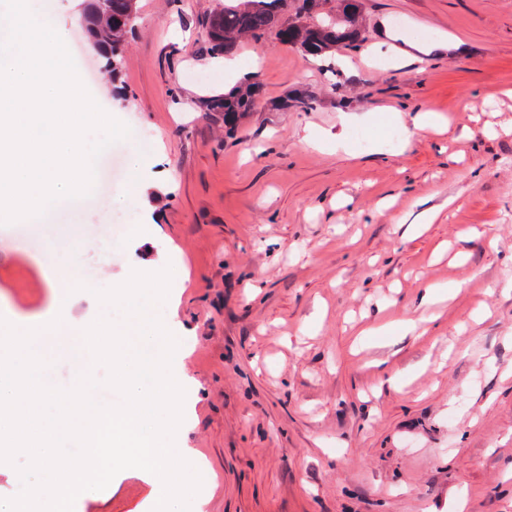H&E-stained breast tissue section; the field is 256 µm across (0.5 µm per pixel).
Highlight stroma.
<instances>
[{"instance_id": "stroma-1", "label": "stroma", "mask_w": 512, "mask_h": 512, "mask_svg": "<svg viewBox=\"0 0 512 512\" xmlns=\"http://www.w3.org/2000/svg\"><path fill=\"white\" fill-rule=\"evenodd\" d=\"M38 3L132 132L122 188L94 181L38 234L79 260L77 328L121 319L95 290L172 267L157 312L188 347L193 512H512V0H363L361 45L316 58L241 42L260 92L231 134L205 107L224 93L207 32L224 0H138L115 74L89 0ZM395 34L427 54L398 58ZM425 110L444 127L416 130ZM33 255L0 246V303L20 313L46 298ZM49 362L56 388L107 377ZM147 492L130 474L74 512H134Z\"/></svg>"}]
</instances>
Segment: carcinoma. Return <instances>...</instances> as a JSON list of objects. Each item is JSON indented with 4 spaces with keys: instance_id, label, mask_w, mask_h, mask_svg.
<instances>
[{
    "instance_id": "obj_1",
    "label": "carcinoma",
    "mask_w": 512,
    "mask_h": 512,
    "mask_svg": "<svg viewBox=\"0 0 512 512\" xmlns=\"http://www.w3.org/2000/svg\"><path fill=\"white\" fill-rule=\"evenodd\" d=\"M135 3L103 0L101 10L87 15V32L114 70L133 28ZM328 3L332 9L322 19H314ZM209 29L210 49L217 55L232 53L242 38L258 40L274 31L302 56H321L362 41L360 0H224V8L211 17ZM256 97L257 86L252 85L235 95L213 98L206 107L233 128Z\"/></svg>"
}]
</instances>
